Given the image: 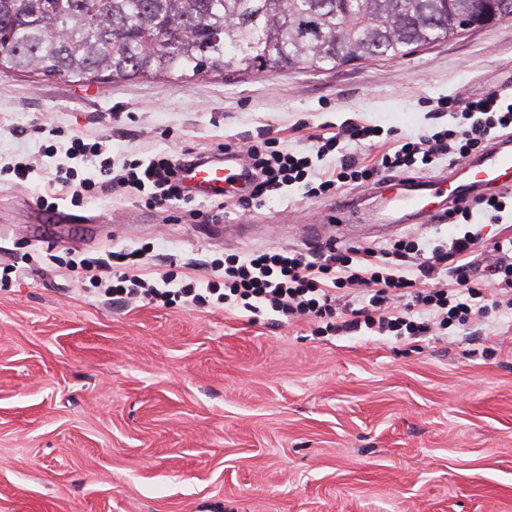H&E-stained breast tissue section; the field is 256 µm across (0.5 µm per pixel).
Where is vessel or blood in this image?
Returning <instances> with one entry per match:
<instances>
[{
    "label": "vessel or blood",
    "mask_w": 512,
    "mask_h": 512,
    "mask_svg": "<svg viewBox=\"0 0 512 512\" xmlns=\"http://www.w3.org/2000/svg\"><path fill=\"white\" fill-rule=\"evenodd\" d=\"M236 162L215 160L186 167L184 181L196 197L217 200L240 192ZM512 186V138L497 139L478 158L431 176H402L375 183L364 197L345 196L336 202V221L350 223L361 200L371 201L379 223L399 229L407 223L435 224L454 204L469 201L482 191Z\"/></svg>",
    "instance_id": "vessel-or-blood-1"
}]
</instances>
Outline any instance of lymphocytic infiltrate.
<instances>
[{"mask_svg": "<svg viewBox=\"0 0 512 512\" xmlns=\"http://www.w3.org/2000/svg\"><path fill=\"white\" fill-rule=\"evenodd\" d=\"M437 109L455 116L456 124L408 134L346 121L322 126L313 135L309 152L289 150L264 133L249 141L225 142L221 154L241 161L250 182L249 194L236 198L235 204L245 211L259 208L272 194L294 185L306 197L318 198L349 185L408 175L443 160L453 167L483 153L495 139L512 134V93L494 90L480 97L458 93L438 99ZM378 138L386 148L373 159L349 150L350 145ZM327 156L333 157V165L316 171L314 158ZM65 157L56 165L39 205L50 206L63 196L80 206L101 183L135 189L149 207L188 205L192 198L180 172L203 160L191 152L159 154L131 160L116 172L100 142L77 134L68 138ZM510 207L508 194L483 196L449 212L447 231L431 238L408 233L382 248H340L325 242L300 250L230 255L214 264V278L203 286L132 273L142 257L138 249L112 253L110 260H95L88 268L101 286V295L115 302L165 304L184 298L289 320L311 316L318 332L329 335L366 329L381 336H427L436 329L447 331L487 317L472 258L482 237L472 224L477 218L485 224L502 223Z\"/></svg>", "mask_w": 512, "mask_h": 512, "instance_id": "obj_1", "label": "lymphocytic infiltrate"}]
</instances>
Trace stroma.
<instances>
[{"mask_svg":"<svg viewBox=\"0 0 512 512\" xmlns=\"http://www.w3.org/2000/svg\"><path fill=\"white\" fill-rule=\"evenodd\" d=\"M512 84V21L396 61L84 85L0 67V163L80 134L115 165L268 131L450 124L428 102ZM51 169L0 182V512H512V316L453 337L318 336L180 302L113 307L80 259L151 247L154 274L300 248L330 202L290 187L208 220L108 188L39 206Z\"/></svg>","mask_w":512,"mask_h":512,"instance_id":"obj_1","label":"stroma"}]
</instances>
